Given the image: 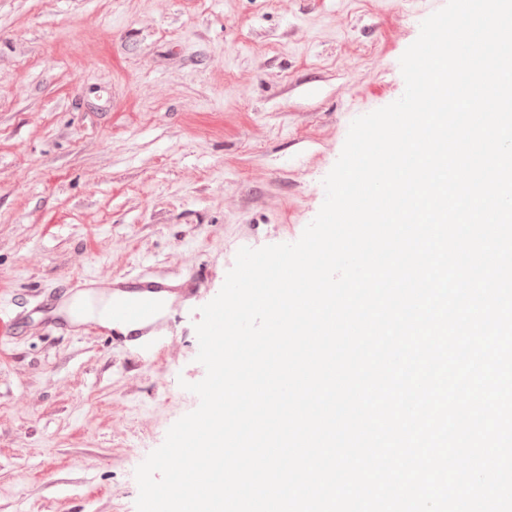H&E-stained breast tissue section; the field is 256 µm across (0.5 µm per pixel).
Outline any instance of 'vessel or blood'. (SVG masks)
<instances>
[{
	"label": "vessel or blood",
	"mask_w": 512,
	"mask_h": 512,
	"mask_svg": "<svg viewBox=\"0 0 512 512\" xmlns=\"http://www.w3.org/2000/svg\"><path fill=\"white\" fill-rule=\"evenodd\" d=\"M205 280L199 273L172 277L139 273L97 281L82 275L66 278L47 307L54 330L69 334L87 325L98 334H112L129 350L153 345L158 337L172 335L169 315L195 300ZM106 308L102 320L85 323L93 305Z\"/></svg>",
	"instance_id": "1"
}]
</instances>
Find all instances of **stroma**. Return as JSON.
Instances as JSON below:
<instances>
[{"mask_svg": "<svg viewBox=\"0 0 512 512\" xmlns=\"http://www.w3.org/2000/svg\"><path fill=\"white\" fill-rule=\"evenodd\" d=\"M446 0H0V512H136L199 404L195 325L241 247L297 241L353 119ZM198 271L162 354L36 307L64 276Z\"/></svg>", "mask_w": 512, "mask_h": 512, "instance_id": "35a3bbf8", "label": "stroma"}]
</instances>
